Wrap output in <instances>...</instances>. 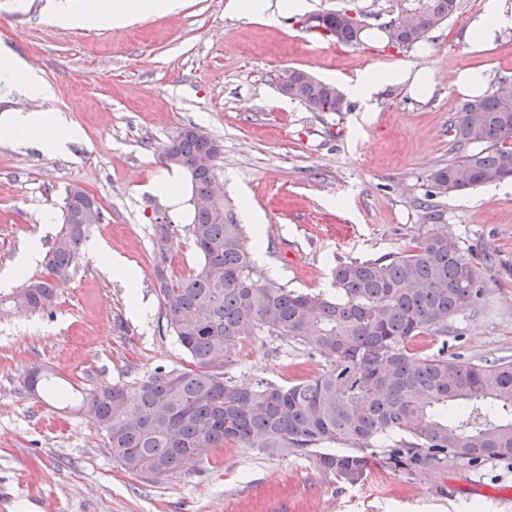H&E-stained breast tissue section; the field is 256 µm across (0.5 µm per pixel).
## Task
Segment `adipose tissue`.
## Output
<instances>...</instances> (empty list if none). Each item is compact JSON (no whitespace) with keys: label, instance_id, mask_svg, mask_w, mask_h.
<instances>
[{"label":"adipose tissue","instance_id":"ef3b65f1","mask_svg":"<svg viewBox=\"0 0 512 512\" xmlns=\"http://www.w3.org/2000/svg\"><path fill=\"white\" fill-rule=\"evenodd\" d=\"M181 0H69L55 9L54 21L59 26L87 27L99 24L126 25L151 16L178 11ZM512 27V0H487L479 16L468 29L472 50L490 49L496 36ZM404 84L420 98L431 92L430 76L424 69L393 67L366 71L348 92L361 103H369L387 87ZM0 89L24 96L48 100L56 90L39 71L9 51H0ZM79 135L57 112L0 113V142L19 143L47 152L66 150Z\"/></svg>","mask_w":512,"mask_h":512}]
</instances>
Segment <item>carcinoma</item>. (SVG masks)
I'll return each instance as SVG.
<instances>
[{
	"instance_id": "carcinoma-1",
	"label": "carcinoma",
	"mask_w": 512,
	"mask_h": 512,
	"mask_svg": "<svg viewBox=\"0 0 512 512\" xmlns=\"http://www.w3.org/2000/svg\"><path fill=\"white\" fill-rule=\"evenodd\" d=\"M460 9V0H388L396 47L412 49ZM347 10L309 16V29L344 44L361 41L368 27ZM283 94L313 112H344L333 84L295 69ZM455 156L432 168L433 196L512 178V82H496L467 103L452 124ZM221 146L195 126L183 128L162 160H178L191 180L189 232L199 266L168 276L163 255L154 267L166 330L190 359L183 370L155 368L130 381L92 388L83 406L93 416L112 458L144 480L173 475L233 443L270 457L300 454L355 485L368 467L369 448L388 449L387 460L426 472L458 460L472 465L512 455V360L493 362L444 356L448 321L485 292L475 262L439 232L409 240L399 252L340 263L335 292H303L264 276L245 247L243 226L224 200L211 197L215 168L197 167ZM90 201L71 189L62 225L46 254L45 276L0 297L20 312L54 306L70 282L86 240L78 215ZM253 333L294 342L326 362L318 375L290 385L220 372L228 346ZM423 338L442 339L438 354L419 351ZM326 443L353 453L324 452Z\"/></svg>"
}]
</instances>
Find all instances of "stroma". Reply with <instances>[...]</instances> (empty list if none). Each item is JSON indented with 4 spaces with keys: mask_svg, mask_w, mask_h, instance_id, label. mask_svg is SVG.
<instances>
[{
    "mask_svg": "<svg viewBox=\"0 0 512 512\" xmlns=\"http://www.w3.org/2000/svg\"><path fill=\"white\" fill-rule=\"evenodd\" d=\"M18 2L0 0V45L40 69L56 96L0 90V112H59L82 137L60 154L0 143V270L31 242L51 248L72 188L93 195L104 218L90 225L52 309H0V512H512L510 456L418 475L384 463L375 448L365 478L350 486L304 456L227 446L176 476L145 481L116 464L92 416L25 386L35 367L78 391L160 365L188 367L162 315L154 224L168 208L151 187L166 171L160 153L189 125L222 145L216 178L225 202L238 214L252 206L263 225L264 275L329 293L337 264L445 233L486 283L479 302L448 323L454 352L512 359V179L418 204L428 171L450 156L451 121L469 101L457 73L482 71L491 85L512 80L511 27L483 53L465 39L485 0H461L407 52L389 48L380 28L386 0H307L310 14L355 7L370 16L355 45L302 27L293 12L270 23L230 14L227 0H184L178 12L99 29H57L49 0L25 9ZM390 66L429 70L430 97L391 86L372 111L354 100L346 112H313L280 91L291 69L344 90ZM100 243L138 270L136 290L103 266ZM135 298L144 318L131 313ZM325 366L287 340L248 334L229 348L223 372L289 385Z\"/></svg>",
    "mask_w": 512,
    "mask_h": 512,
    "instance_id": "1",
    "label": "stroma"
}]
</instances>
